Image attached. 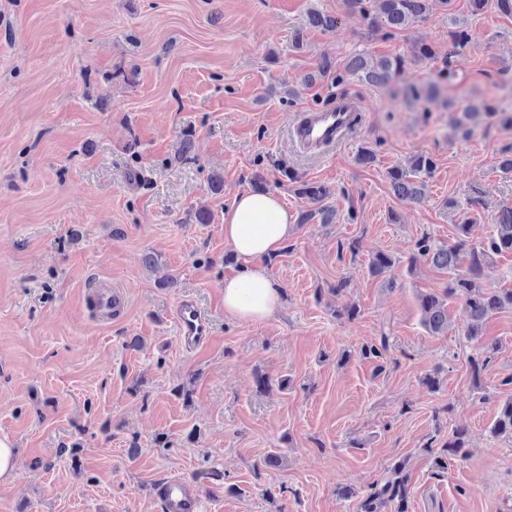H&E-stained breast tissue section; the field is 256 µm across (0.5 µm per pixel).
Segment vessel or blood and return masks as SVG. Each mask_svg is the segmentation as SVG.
Segmentation results:
<instances>
[{
  "label": "vessel or blood",
  "instance_id": "1",
  "mask_svg": "<svg viewBox=\"0 0 512 512\" xmlns=\"http://www.w3.org/2000/svg\"><path fill=\"white\" fill-rule=\"evenodd\" d=\"M359 108L347 97L307 109L291 127L294 147L306 153H322L341 145L356 128ZM94 300L101 316L108 317L124 309L126 296L109 284L97 282ZM175 318L182 346L195 348L207 343L212 335L211 318L190 300L180 301ZM166 512H201V499L184 478L168 480L161 489Z\"/></svg>",
  "mask_w": 512,
  "mask_h": 512
}]
</instances>
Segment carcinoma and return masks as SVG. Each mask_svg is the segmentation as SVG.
Listing matches in <instances>:
<instances>
[{
    "instance_id": "obj_1",
    "label": "carcinoma",
    "mask_w": 512,
    "mask_h": 512,
    "mask_svg": "<svg viewBox=\"0 0 512 512\" xmlns=\"http://www.w3.org/2000/svg\"><path fill=\"white\" fill-rule=\"evenodd\" d=\"M366 21L373 32L391 35L423 20L433 4L439 2L448 7L452 0H349ZM494 5L503 15L512 17V0H468L469 12L477 15L489 5ZM454 27L450 31L453 49L448 54L458 55L467 42L466 21L456 17L451 18ZM308 23L321 29L336 26V17L316 9L308 11ZM405 61L402 57L372 58L369 55L358 54L348 59L342 68H335L332 61L322 60L313 80L326 78L331 85L341 87L351 80L386 86L403 76ZM435 167L431 155L417 153L409 160L406 168H394L388 172L393 193L402 201L418 202L421 199L422 187L415 179L424 173L429 175ZM296 184L295 193L319 204L314 210L301 215V224H327L332 220V211L325 205L333 191L328 186L297 180L290 177ZM493 234L474 245L469 242L468 234L473 219L468 214L460 217L456 224V239L453 243H440L425 233L416 242V250L408 261V270L421 261H426L449 275L448 290L463 298L464 305L470 317V325L466 338L470 341L481 342L482 326L493 314L506 307H512V290L498 291L487 288L482 284L483 269L486 264L498 255L512 253V206H502L493 215ZM396 263L389 254L379 252L369 263L372 274L386 273ZM465 270H460V267ZM422 324L432 335L442 334L448 330V309L444 301L435 294L419 296ZM496 346H483L480 355L471 358L470 367L474 376H479L492 359ZM492 433L497 437L512 438V396L501 404L498 416L492 427ZM466 448L465 433L457 430L444 443L441 452L435 457V466L448 469V461L463 456ZM394 506L393 512H407L408 491L407 475L404 474V463L394 464L390 476L381 485L370 488L359 503L357 512H386L388 506Z\"/></svg>"
}]
</instances>
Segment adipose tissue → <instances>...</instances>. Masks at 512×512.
<instances>
[{"label":"adipose tissue","instance_id":"ef3b65f1","mask_svg":"<svg viewBox=\"0 0 512 512\" xmlns=\"http://www.w3.org/2000/svg\"><path fill=\"white\" fill-rule=\"evenodd\" d=\"M295 231L278 195L265 190L236 194L224 210V240L233 248L237 271L224 279V312L241 321L270 318L280 307L281 289L266 266Z\"/></svg>","mask_w":512,"mask_h":512}]
</instances>
